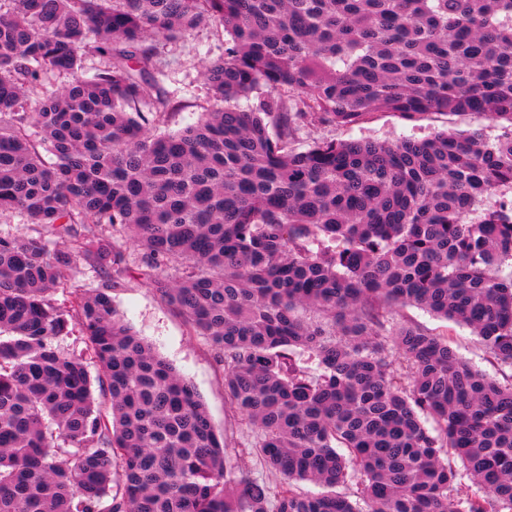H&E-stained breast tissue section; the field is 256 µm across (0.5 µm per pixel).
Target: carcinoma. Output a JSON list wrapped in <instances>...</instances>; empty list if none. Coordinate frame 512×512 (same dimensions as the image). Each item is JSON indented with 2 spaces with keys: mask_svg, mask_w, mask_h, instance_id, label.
<instances>
[{
  "mask_svg": "<svg viewBox=\"0 0 512 512\" xmlns=\"http://www.w3.org/2000/svg\"><path fill=\"white\" fill-rule=\"evenodd\" d=\"M210 23L230 36L205 72L224 109L162 132L179 105L144 36ZM85 55L105 59L91 79ZM46 71L72 80L32 109ZM262 86L259 111L236 107ZM376 112L489 125L296 147ZM3 212L31 233L0 235V512H512V379L389 327L416 306L512 368V0H0ZM81 262L101 283L56 302ZM134 265L209 342L282 482L244 474L119 316ZM73 332L108 412L55 345ZM456 459L483 495H457Z\"/></svg>",
  "mask_w": 512,
  "mask_h": 512,
  "instance_id": "obj_1",
  "label": "carcinoma"
}]
</instances>
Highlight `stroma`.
<instances>
[{"label":"stroma","instance_id":"35a3bbf8","mask_svg":"<svg viewBox=\"0 0 512 512\" xmlns=\"http://www.w3.org/2000/svg\"><path fill=\"white\" fill-rule=\"evenodd\" d=\"M224 41L223 29L212 25L202 26L175 41L154 40L157 76L166 91L183 104L169 121L168 130L177 131L193 124L201 111L219 109L220 103L203 76V68L223 54ZM480 124V119L472 116L406 118L394 112H380L369 122L356 126L304 128L299 133L298 142L305 145L320 139H422L437 130L465 131ZM112 299L132 331L189 379L206 404L217 433L223 435L228 452L245 453L248 475L272 485L278 484L279 475L249 452L256 440V431L240 423L228 408L224 399V372L209 343L202 337L191 335L184 318L143 278L127 279L125 288L113 292ZM392 324L396 327L419 325L435 333L447 334L451 347L474 368L502 381L512 378V368L493 362L478 337L464 325L435 318L417 307L395 310Z\"/></svg>","mask_w":512,"mask_h":512}]
</instances>
